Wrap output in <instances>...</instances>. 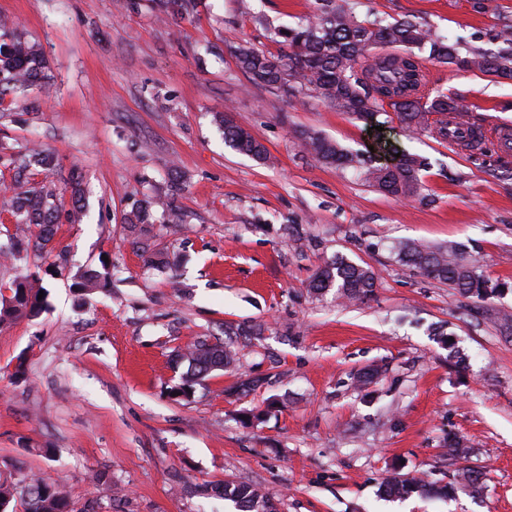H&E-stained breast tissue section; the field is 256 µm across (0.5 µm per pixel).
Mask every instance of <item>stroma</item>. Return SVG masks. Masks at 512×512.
<instances>
[{"mask_svg": "<svg viewBox=\"0 0 512 512\" xmlns=\"http://www.w3.org/2000/svg\"><path fill=\"white\" fill-rule=\"evenodd\" d=\"M206 0L159 20L149 0H0L52 76L0 98V141L54 151L61 182L82 169L87 215L59 225L51 254L20 238L0 288L40 278L49 309L0 323V476L24 512L33 477L58 481L74 512H236L213 483L257 485L278 512H512V154L464 152L408 132L380 136L315 93L251 83L235 47L278 53L316 0ZM358 16L428 24L462 49H497L512 0H345ZM430 89L478 123H512V80L423 60ZM232 111L267 147L262 163L224 144ZM314 130L381 162L429 158L423 198L368 187L305 153ZM176 193L179 224H125L132 194ZM402 242L460 244L498 290L477 302L400 262ZM171 266H148L155 253ZM370 265L374 295L344 303L308 283L336 255ZM107 266L103 289L74 275ZM453 337L462 365L436 330ZM231 344L236 363L181 393L176 355ZM379 368L363 385L356 375ZM262 378L256 391L232 388ZM468 445L451 456L448 435ZM482 488L449 498L381 492L393 473Z\"/></svg>", "mask_w": 512, "mask_h": 512, "instance_id": "obj_1", "label": "stroma"}]
</instances>
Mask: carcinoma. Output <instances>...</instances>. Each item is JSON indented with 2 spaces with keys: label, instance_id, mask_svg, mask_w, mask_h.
<instances>
[{
  "label": "carcinoma",
  "instance_id": "1",
  "mask_svg": "<svg viewBox=\"0 0 512 512\" xmlns=\"http://www.w3.org/2000/svg\"><path fill=\"white\" fill-rule=\"evenodd\" d=\"M158 17L181 20L200 12L203 0H153ZM283 50L267 54L251 44H239L234 51L238 66L251 82L270 89L292 83L307 89L327 106L350 115L368 127L381 126L379 117L384 105L396 112L408 130L437 131L436 139L444 140L448 113L463 112L455 98L436 92H421L422 74L418 56L458 70H478L499 78H512V24L505 23L498 32L504 45L497 53L478 50L462 52L456 43L437 35L430 26L412 20L384 22L368 17L361 19L338 0H318L312 14L294 27L273 28ZM395 47L398 54L381 56L378 48ZM50 81L46 60L37 47L21 33L0 23V98L19 88ZM224 129V142L240 154L257 161L268 160L263 143L245 126L226 122L218 116ZM302 147L317 161L327 166L362 170L368 186L398 198L422 195V171L427 159L410 152L400 153L395 170L375 164L371 151L350 152L317 132L300 134ZM59 164L55 153L43 148H26L13 161V182L10 184V214L15 232L34 237L41 253L52 250L55 231L60 224H78L84 217L81 205L84 187L82 172L73 168L66 179L71 208H65L61 193L52 183L36 182L33 177L54 170ZM170 224L182 220V213L170 197L132 198L126 223L150 224L154 214ZM401 262L424 275L448 284L462 295L484 301L491 292L484 288L480 260L465 256L460 247L404 243L397 247ZM105 274L88 269L79 276L78 290L92 292ZM375 272L366 264L336 256L325 262L309 283V288L322 294L336 289V298L363 301L376 288ZM44 289L37 278H24L11 288L12 296L0 300V322L16 316L35 318L48 309L47 297H39ZM187 370L181 376L182 386L190 389L195 382L211 372L222 370L234 361L233 351L222 342H195L178 354ZM457 489V481L431 483L415 478L393 476L383 490L393 495L418 493L422 496L449 497ZM224 499L235 502L241 512H275V506L258 487L226 481L212 486ZM25 512H74L66 492L56 482L43 477L30 479L26 490Z\"/></svg>",
  "mask_w": 512,
  "mask_h": 512
}]
</instances>
